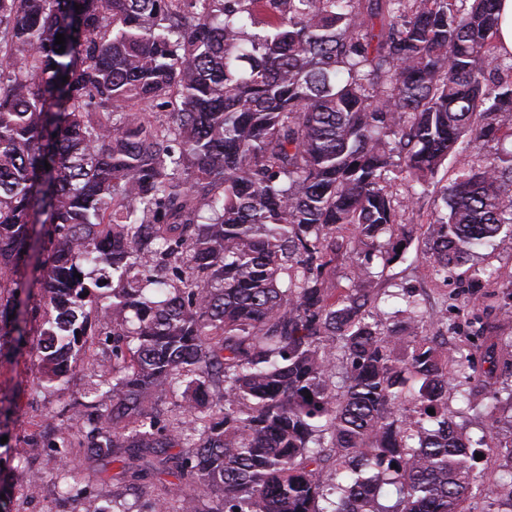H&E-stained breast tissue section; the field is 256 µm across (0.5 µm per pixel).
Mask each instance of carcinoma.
<instances>
[{"instance_id":"cac0c4a2","label":"carcinoma","mask_w":512,"mask_h":512,"mask_svg":"<svg viewBox=\"0 0 512 512\" xmlns=\"http://www.w3.org/2000/svg\"><path fill=\"white\" fill-rule=\"evenodd\" d=\"M497 2L0 0V336L20 332L15 292L35 286L55 312L44 382L112 337L61 478L88 450L121 476L178 479L149 512H201L210 494L211 512H467L475 496L512 512V480L475 459L512 476V414L474 439L448 409L463 378L467 408L512 411V385L497 388L512 336L480 319L449 345L413 290L380 310L373 272L413 234L391 186L419 199L450 157L468 160L428 224L434 275L512 234ZM102 265L112 303L88 309ZM149 394L181 395L175 421Z\"/></svg>"}]
</instances>
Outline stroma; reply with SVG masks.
Segmentation results:
<instances>
[{
  "label": "stroma",
  "instance_id": "1",
  "mask_svg": "<svg viewBox=\"0 0 512 512\" xmlns=\"http://www.w3.org/2000/svg\"><path fill=\"white\" fill-rule=\"evenodd\" d=\"M422 243L413 240L403 259L385 268L380 279V309L391 312L402 305L400 293L410 288L423 295L431 314L446 312L450 335L467 334L474 318L498 324L503 335L512 336V319L499 314L498 303L503 286L512 280V239L500 237L472 259L473 267L494 268L495 274L485 287L471 289L454 278L435 279L421 254ZM25 334L0 338V499L9 512H43L45 501H52L57 512H72L77 497L97 501L104 512H147L154 499L163 496L173 478L157 474L139 482L120 477V468L108 460L85 453L73 459L77 475L75 489L59 484L61 467L56 451L67 437L66 420L72 411L92 410L97 399L95 378L84 356L72 359L68 375L51 388L32 393L40 376L33 349L49 316L48 309L36 300L22 308ZM41 474V496L28 495L31 474ZM138 491H131V484Z\"/></svg>",
  "mask_w": 512,
  "mask_h": 512
}]
</instances>
